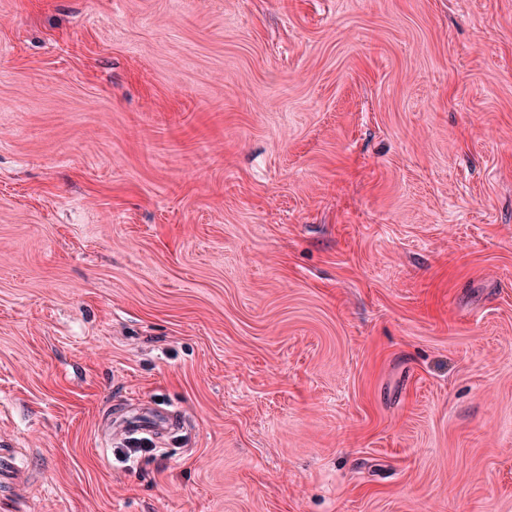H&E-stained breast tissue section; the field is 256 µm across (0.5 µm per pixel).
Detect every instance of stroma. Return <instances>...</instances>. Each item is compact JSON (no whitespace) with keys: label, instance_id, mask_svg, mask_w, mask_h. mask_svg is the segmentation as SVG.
<instances>
[{"label":"stroma","instance_id":"1","mask_svg":"<svg viewBox=\"0 0 512 512\" xmlns=\"http://www.w3.org/2000/svg\"><path fill=\"white\" fill-rule=\"evenodd\" d=\"M0 403L26 512H512V0H0ZM180 428L178 415L173 412L163 414L160 419H155L146 424L134 423L133 425H123L115 428L113 439H119L130 433H144L151 436L154 440H160L169 436Z\"/></svg>","mask_w":512,"mask_h":512}]
</instances>
